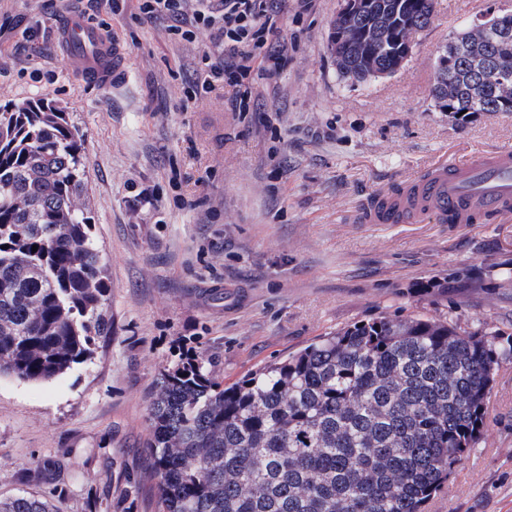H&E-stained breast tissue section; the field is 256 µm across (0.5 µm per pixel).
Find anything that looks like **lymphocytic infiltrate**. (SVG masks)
Instances as JSON below:
<instances>
[{
  "label": "lymphocytic infiltrate",
  "mask_w": 512,
  "mask_h": 512,
  "mask_svg": "<svg viewBox=\"0 0 512 512\" xmlns=\"http://www.w3.org/2000/svg\"><path fill=\"white\" fill-rule=\"evenodd\" d=\"M291 0H137L141 19L167 24L176 41L209 36L211 45L196 62L190 93L200 97L222 85L232 88L235 109L246 112L251 75L278 72L286 46L275 44L280 16Z\"/></svg>",
  "instance_id": "lymphocytic-infiltrate-1"
}]
</instances>
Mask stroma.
<instances>
[{
	"mask_svg": "<svg viewBox=\"0 0 512 512\" xmlns=\"http://www.w3.org/2000/svg\"><path fill=\"white\" fill-rule=\"evenodd\" d=\"M129 48L130 77L93 89L53 27L66 0H0V105L44 100L85 132L84 198L105 262L108 336L53 381L0 377V499L55 512H156L150 397L195 349L232 384L362 320L421 316L512 335V215L486 223L365 224L359 210L442 157L512 148V112L467 118L432 97L450 37L512 0H435L394 75L343 79L327 47L340 0L280 19L286 62L250 111L185 90L203 42L171 40L134 6L76 0ZM426 512H512V362L483 435ZM0 512H53L49 503L34 495L22 494L0 500Z\"/></svg>",
	"mask_w": 512,
	"mask_h": 512,
	"instance_id": "35a3bbf8",
	"label": "stroma"
}]
</instances>
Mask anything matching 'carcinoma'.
I'll return each mask as SVG.
<instances>
[{
    "label": "carcinoma",
    "mask_w": 512,
    "mask_h": 512,
    "mask_svg": "<svg viewBox=\"0 0 512 512\" xmlns=\"http://www.w3.org/2000/svg\"><path fill=\"white\" fill-rule=\"evenodd\" d=\"M434 3L377 0L356 21L376 38L329 42L340 75L362 83L400 70L398 22L426 28ZM487 40L497 77L512 83V12ZM436 68L452 88L443 109L512 112L472 94L466 30ZM83 136L52 104L0 106V375L52 381L91 361L107 335ZM506 361L512 336L410 316L355 322L228 387L202 358L169 369L149 405L157 512H424L483 435ZM0 512L52 509L22 494Z\"/></svg>",
    "instance_id": "1"
}]
</instances>
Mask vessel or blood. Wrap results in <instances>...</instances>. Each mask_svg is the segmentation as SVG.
<instances>
[{
  "label": "vessel or blood",
  "instance_id": "1",
  "mask_svg": "<svg viewBox=\"0 0 512 512\" xmlns=\"http://www.w3.org/2000/svg\"><path fill=\"white\" fill-rule=\"evenodd\" d=\"M55 38L71 71L99 88L117 89L129 80V50L108 38L82 13H63ZM512 215V149L470 154L454 163H434L425 174L373 201L364 212L369 224H407L431 214L444 224H470L476 215Z\"/></svg>",
  "mask_w": 512,
  "mask_h": 512
}]
</instances>
